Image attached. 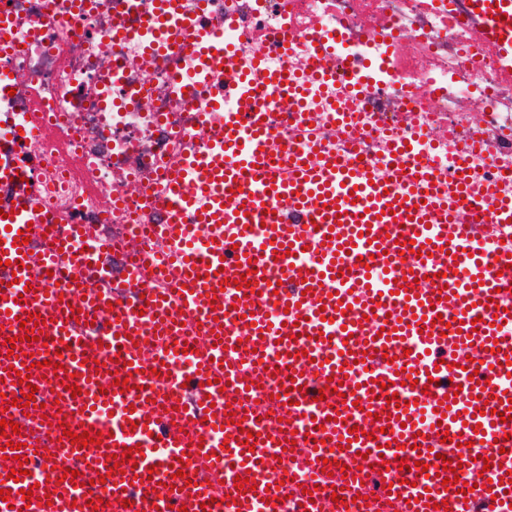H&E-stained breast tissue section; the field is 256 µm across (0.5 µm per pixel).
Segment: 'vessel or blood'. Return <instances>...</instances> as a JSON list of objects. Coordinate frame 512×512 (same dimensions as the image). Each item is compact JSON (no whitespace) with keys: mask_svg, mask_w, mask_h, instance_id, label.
Instances as JSON below:
<instances>
[{"mask_svg":"<svg viewBox=\"0 0 512 512\" xmlns=\"http://www.w3.org/2000/svg\"><path fill=\"white\" fill-rule=\"evenodd\" d=\"M481 41L494 45L512 72V0H471ZM237 109L204 154L190 161L197 183L186 189L181 176L169 182L180 203L166 224L138 244L148 272L167 274L171 288L142 290L127 280L120 290L74 285L70 236L54 231L55 219L35 210L30 167L18 140L0 144V187L11 188L0 204V343L16 338L13 356L0 354V411L18 374L30 371L44 392L42 401L13 410L21 432L0 436L7 458L0 462V512H279L289 485L272 472V454L284 447L296 463L341 491L355 485L363 462L386 457L381 480L405 498V512H434L440 493L435 471H420L419 457L439 448L441 430L462 435L461 480H471L472 460L487 457L490 488L475 487L449 497L448 512H512V269L506 252L492 251L488 238L463 223L470 199L454 176L448 190L442 176L400 146L393 164L341 157L317 159L292 153L288 174L270 177L268 135L253 84L238 83ZM29 237H21V230ZM207 230L203 249L194 242ZM414 243L400 252L398 237ZM176 239L182 251L164 255L161 243ZM20 271H12L11 262ZM245 274L251 312L227 325L237 293L230 273ZM414 276V289L397 281ZM281 308L283 324L269 330L265 309ZM453 313L445 324L440 316ZM41 315V324L28 315ZM109 317L101 345L90 349L87 328ZM192 331L204 344L189 372L170 368L175 337ZM409 340L406 360L387 362L382 351ZM484 350L490 365L469 375L466 359L444 363L453 347ZM265 359L277 353L282 386L275 397L288 415L307 409L322 423V438L335 463L323 465L317 448L283 446L282 430L270 429L243 399L250 379L224 356L226 348ZM60 371H53V364ZM127 379L128 391L117 382ZM338 393L318 401L328 380ZM82 390L74 396L67 383ZM234 390L235 422L224 412V392ZM398 403H391V396ZM430 396L427 426L409 423L405 402ZM488 412H480V400ZM376 413L391 428L377 443L349 432V418ZM72 433L100 432L95 451L72 444ZM431 430V446L414 449V438ZM160 442L167 460L144 448ZM66 466L43 478L37 469L47 447ZM134 449L133 462L114 459ZM404 461H397V454ZM188 476L177 477L182 462ZM23 468L19 479L10 470ZM78 471L80 483L64 478ZM248 476L236 485L239 476ZM35 500H26L25 489ZM130 508H123V501Z\"/></svg>","mask_w":512,"mask_h":512,"instance_id":"b4317fda","label":"vessel or blood"}]
</instances>
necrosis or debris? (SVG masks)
<instances>
[{
  "instance_id": "4bbe7bcc",
  "label": "necrosis or debris",
  "mask_w": 512,
  "mask_h": 512,
  "mask_svg": "<svg viewBox=\"0 0 512 512\" xmlns=\"http://www.w3.org/2000/svg\"><path fill=\"white\" fill-rule=\"evenodd\" d=\"M157 7L0 0V139L24 132L38 205L90 225L101 278L134 271L135 225L165 223L170 170L235 107L215 47L247 78L285 69L310 86L269 109L273 173L292 148L381 166L396 138L441 175L463 167L475 189L512 196V77L466 0H179L176 22L143 28Z\"/></svg>"
}]
</instances>
